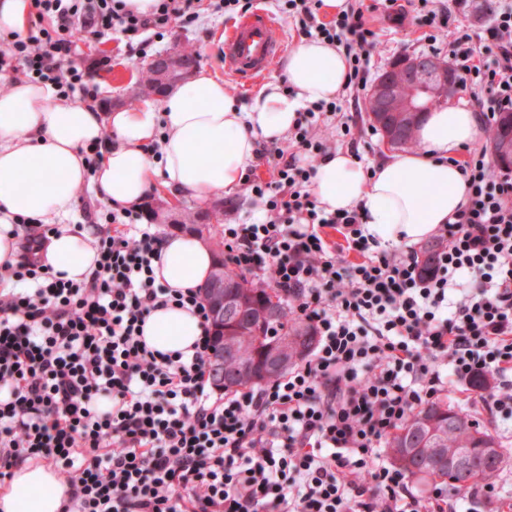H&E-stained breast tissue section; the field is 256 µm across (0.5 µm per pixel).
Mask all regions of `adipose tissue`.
Wrapping results in <instances>:
<instances>
[{
    "label": "adipose tissue",
    "instance_id": "ef3b65f1",
    "mask_svg": "<svg viewBox=\"0 0 512 512\" xmlns=\"http://www.w3.org/2000/svg\"><path fill=\"white\" fill-rule=\"evenodd\" d=\"M280 68L285 83H269L241 104L208 69L168 91L159 104L108 112L77 99H54L51 88L13 82L0 93V266L17 263L21 219H54L58 233L45 255L55 271L80 281L95 267V231L70 227L77 191L90 186L113 209L137 206L154 185L206 200L241 184L257 164L259 142H279L298 110L334 97L348 66L336 47L306 39L289 51ZM114 141L96 170L85 152L97 146L103 128ZM421 152L395 151L365 167L339 150L319 163L311 191L318 207L333 213L360 207L366 227L381 243H416L447 223L467 201L461 169L453 158L481 144L480 122L462 107L428 113L417 131ZM157 144L158 156L148 145ZM152 268L158 283L197 288L214 265L212 253L192 234L163 237ZM200 334L199 318L171 305L152 310L144 324L150 348L187 351ZM69 488L52 469L15 470L0 491V512H62Z\"/></svg>",
    "mask_w": 512,
    "mask_h": 512
}]
</instances>
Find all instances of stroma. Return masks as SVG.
<instances>
[{"mask_svg": "<svg viewBox=\"0 0 512 512\" xmlns=\"http://www.w3.org/2000/svg\"><path fill=\"white\" fill-rule=\"evenodd\" d=\"M370 21L378 34L380 44L371 61L370 75L378 77L393 59L402 54H429L431 48L447 51L448 37H439L436 45L424 41L425 30L419 23L417 9H378L371 13ZM228 16L204 12L192 25L171 22L164 36L152 38L145 52L132 50L121 36L100 41L80 43L79 61L86 71L85 79L90 88L88 101L98 105L102 111L144 102L139 94L140 73L151 59L172 48H193L199 67L209 68L223 75L224 63L219 60L217 34L230 25ZM221 202L227 203L220 223L210 225L212 237H219L223 225L248 224L265 214L262 201L245 187L239 186L224 192Z\"/></svg>", "mask_w": 512, "mask_h": 512, "instance_id": "stroma-1", "label": "stroma"}]
</instances>
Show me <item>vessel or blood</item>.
Segmentation results:
<instances>
[{"mask_svg":"<svg viewBox=\"0 0 512 512\" xmlns=\"http://www.w3.org/2000/svg\"><path fill=\"white\" fill-rule=\"evenodd\" d=\"M282 49L275 25L267 14L252 13L237 21L224 34V68L248 81L272 67Z\"/></svg>","mask_w":512,"mask_h":512,"instance_id":"vessel-or-blood-1","label":"vessel or blood"}]
</instances>
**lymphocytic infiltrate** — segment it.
Segmentation results:
<instances>
[{
  "instance_id": "lymphocytic-infiltrate-1",
  "label": "lymphocytic infiltrate",
  "mask_w": 512,
  "mask_h": 512,
  "mask_svg": "<svg viewBox=\"0 0 512 512\" xmlns=\"http://www.w3.org/2000/svg\"><path fill=\"white\" fill-rule=\"evenodd\" d=\"M494 3L490 26L450 43L486 132L512 112V0ZM32 5L27 35L0 51V75L67 96L83 84L80 41L119 33L147 45L171 21H197L202 0H156L146 15L125 0ZM322 6L279 9L344 54L347 82L300 111L290 148H259L271 178L244 184L263 199L264 220L224 227L225 261L281 291L316 330L315 348L270 383L216 393L208 309L198 289L156 284L159 237L136 212L106 214L96 267L79 282L44 263V225L0 269V481L47 461L70 482L63 512H459L464 501H499L492 483L413 495L381 444L451 382L483 387L481 413L512 423V174H492L482 151L461 163L467 201L436 229L428 269L413 246L381 248L358 210L318 208L310 185L334 152L330 119L350 153L374 134L344 106L365 90L378 47L364 0L327 22ZM171 304L201 319L192 354L143 338L150 312Z\"/></svg>"
}]
</instances>
